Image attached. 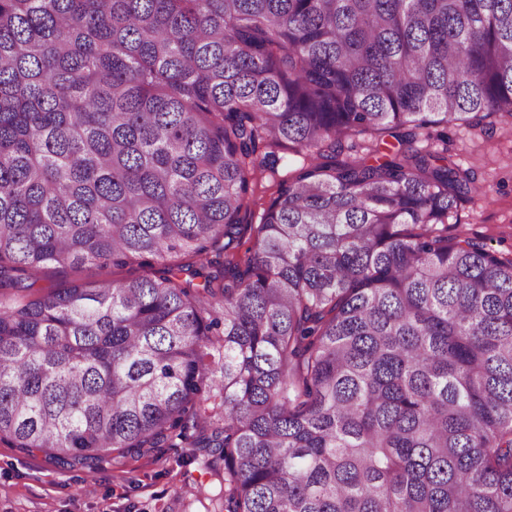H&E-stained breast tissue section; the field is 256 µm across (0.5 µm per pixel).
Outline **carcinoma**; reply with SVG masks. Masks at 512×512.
Masks as SVG:
<instances>
[{"mask_svg": "<svg viewBox=\"0 0 512 512\" xmlns=\"http://www.w3.org/2000/svg\"><path fill=\"white\" fill-rule=\"evenodd\" d=\"M490 115L512 0H0V440L187 444L224 512H512V258L444 234L474 173L340 158ZM280 157L277 171L272 174L269 171L258 172L257 188H256V205L252 206L253 216L249 219L251 224H259L262 209L266 207L269 200L277 189V182L294 174L301 167L302 157L292 152L279 151ZM143 274H145L144 270L137 266H128L124 268L110 267L105 270L98 269L95 266H85L83 271L79 273H73L70 271L59 272L55 269L47 268L40 273V281L37 286L58 288L66 285L71 280L78 278L90 281L113 279L120 282H128Z\"/></svg>", "mask_w": 512, "mask_h": 512, "instance_id": "obj_1", "label": "carcinoma"}]
</instances>
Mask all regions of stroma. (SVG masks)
Segmentation results:
<instances>
[{"instance_id": "stroma-1", "label": "stroma", "mask_w": 512, "mask_h": 512, "mask_svg": "<svg viewBox=\"0 0 512 512\" xmlns=\"http://www.w3.org/2000/svg\"><path fill=\"white\" fill-rule=\"evenodd\" d=\"M414 148L444 152L474 171L482 194L461 201L449 236L459 234L512 256V125L487 117L483 128L449 125L417 137ZM138 267H84L80 274L52 268L40 286L61 287L81 277L128 282ZM224 468L206 467L192 448H161L146 456L105 460L96 471L59 468L44 453L26 454L0 441V512H222Z\"/></svg>"}]
</instances>
